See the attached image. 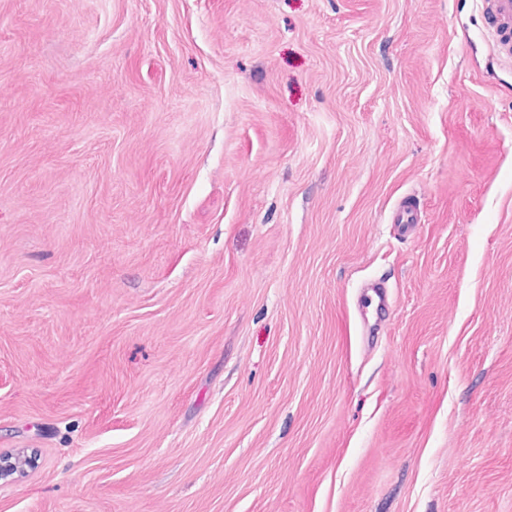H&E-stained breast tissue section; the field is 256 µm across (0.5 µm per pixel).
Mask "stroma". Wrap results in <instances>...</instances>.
<instances>
[{"mask_svg":"<svg viewBox=\"0 0 512 512\" xmlns=\"http://www.w3.org/2000/svg\"><path fill=\"white\" fill-rule=\"evenodd\" d=\"M0 454V512H512L480 0H0Z\"/></svg>","mask_w":512,"mask_h":512,"instance_id":"35a3bbf8","label":"stroma"}]
</instances>
